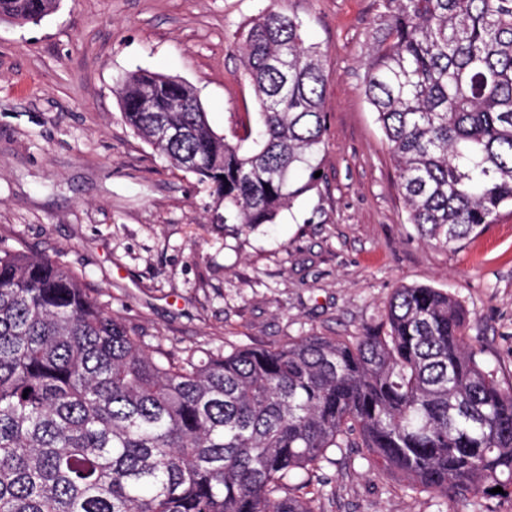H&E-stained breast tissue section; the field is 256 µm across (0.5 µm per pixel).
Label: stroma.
Wrapping results in <instances>:
<instances>
[{"mask_svg": "<svg viewBox=\"0 0 512 512\" xmlns=\"http://www.w3.org/2000/svg\"><path fill=\"white\" fill-rule=\"evenodd\" d=\"M303 21L324 61L325 142L312 189L276 223L214 224L206 184L125 125L117 80L146 69L198 92L211 127L245 137L257 103L237 48L268 8ZM379 0H59L0 21V247L59 263L107 311L179 353L355 336L396 288L447 291L467 342L512 382V207L452 247L421 239L363 92ZM316 512H472L412 493L348 452Z\"/></svg>", "mask_w": 512, "mask_h": 512, "instance_id": "obj_1", "label": "stroma"}]
</instances>
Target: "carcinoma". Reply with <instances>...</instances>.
I'll return each mask as SVG.
<instances>
[{
	"label": "carcinoma",
	"mask_w": 512,
	"mask_h": 512,
	"mask_svg": "<svg viewBox=\"0 0 512 512\" xmlns=\"http://www.w3.org/2000/svg\"><path fill=\"white\" fill-rule=\"evenodd\" d=\"M57 2L0 0V19L39 21ZM381 6L364 94L409 222L451 247L512 205V0ZM239 50L258 105L249 147L215 133L170 76L133 72L119 99L136 135L209 185L224 223L255 230L315 181L326 81L281 11L251 22ZM465 326L448 293L403 286L359 336L176 355L69 269L0 248V512H315L332 448L367 449L412 493L512 501V385Z\"/></svg>",
	"instance_id": "1"
}]
</instances>
